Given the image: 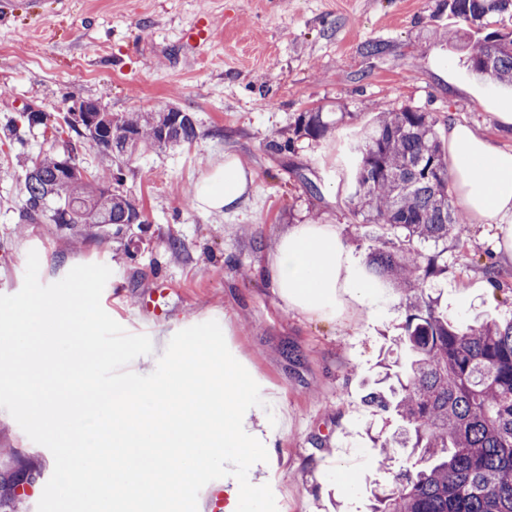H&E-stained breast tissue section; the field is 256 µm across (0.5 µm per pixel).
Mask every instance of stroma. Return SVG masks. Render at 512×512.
<instances>
[{
	"instance_id": "obj_1",
	"label": "stroma",
	"mask_w": 512,
	"mask_h": 512,
	"mask_svg": "<svg viewBox=\"0 0 512 512\" xmlns=\"http://www.w3.org/2000/svg\"><path fill=\"white\" fill-rule=\"evenodd\" d=\"M203 16L216 38L184 45ZM452 28L471 30L449 14L448 0H10L0 10V127L18 122L20 139L0 137V294L20 291L32 250L45 285L77 265L108 266L103 309L153 344L129 365L141 375L154 371L179 330L230 322L227 346L263 400L248 414L268 460L250 468V482L270 485L277 512H370L383 485L373 438L398 424L373 415L365 396L380 359L402 354L399 292L375 283L368 311L325 317L291 309L258 272L280 231L318 222L335 225L365 274V230L342 175L355 134L373 124L378 107L409 106L512 147V130L495 115L512 89L470 74L446 40ZM371 43L380 52H368ZM87 98L120 115L179 107L195 113L198 137L136 152L122 189L146 223L119 239L88 237L74 251L56 225L21 223L26 160L48 150L54 135L22 114L35 108L58 119ZM316 108L335 122L327 138L266 149L269 136ZM228 157L253 183L236 211L202 215L195 187ZM497 233L472 222L463 244L448 245V268L433 286L457 323L512 317V260L497 256ZM172 239L178 251L168 249ZM489 253L503 272L496 289L482 263ZM162 282L169 293L161 315L139 311L141 296ZM29 462L33 484L12 491L0 512H37L54 468L52 453L0 409V480Z\"/></svg>"
}]
</instances>
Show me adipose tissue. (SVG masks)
I'll list each match as a JSON object with an SVG mask.
<instances>
[{"instance_id": "ef3b65f1", "label": "adipose tissue", "mask_w": 512, "mask_h": 512, "mask_svg": "<svg viewBox=\"0 0 512 512\" xmlns=\"http://www.w3.org/2000/svg\"><path fill=\"white\" fill-rule=\"evenodd\" d=\"M443 137L462 206L475 222L498 225L505 253L512 256V148L496 146L459 123L448 124ZM248 185L230 158L197 184L195 201L207 213L230 211ZM261 274L282 300L306 313L332 316L370 304L372 287L355 273L331 224H300L283 232Z\"/></svg>"}]
</instances>
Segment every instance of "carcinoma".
<instances>
[{
    "label": "carcinoma",
    "instance_id": "obj_1",
    "mask_svg": "<svg viewBox=\"0 0 512 512\" xmlns=\"http://www.w3.org/2000/svg\"><path fill=\"white\" fill-rule=\"evenodd\" d=\"M448 10L484 31L462 44L471 73L512 85V27H489L512 18V0H448ZM64 122L61 149L29 159L22 220L69 229L71 241L83 237L80 225L119 237L146 223L114 173L139 147L190 143L198 132L195 114L178 107ZM438 123L429 112L382 109L350 144L353 214L396 237L373 238L367 263L373 276L402 290L399 343L409 354L390 384L366 396L374 412L401 426V437L381 441L383 459L411 449L405 465L384 469L387 487L371 512H512V317L460 326L428 287L445 271L439 247L468 223L453 203ZM331 129L322 112H301L293 134L320 140ZM87 147L112 165L95 173L79 166Z\"/></svg>",
    "mask_w": 512,
    "mask_h": 512
}]
</instances>
